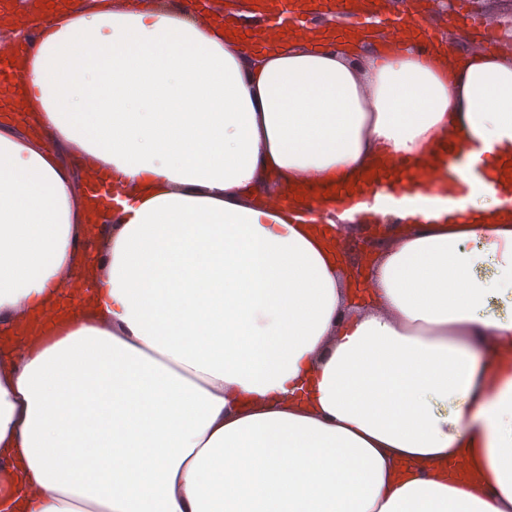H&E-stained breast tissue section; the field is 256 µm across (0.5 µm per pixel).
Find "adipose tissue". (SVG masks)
I'll list each match as a JSON object with an SVG mask.
<instances>
[{
  "label": "adipose tissue",
  "instance_id": "ef3b65f1",
  "mask_svg": "<svg viewBox=\"0 0 512 512\" xmlns=\"http://www.w3.org/2000/svg\"><path fill=\"white\" fill-rule=\"evenodd\" d=\"M238 26L97 0L7 81L40 135L0 127V512H512L496 190L400 214L360 289L342 197L314 224L286 201L449 144L512 157V43ZM86 169L121 191L93 239Z\"/></svg>",
  "mask_w": 512,
  "mask_h": 512
}]
</instances>
